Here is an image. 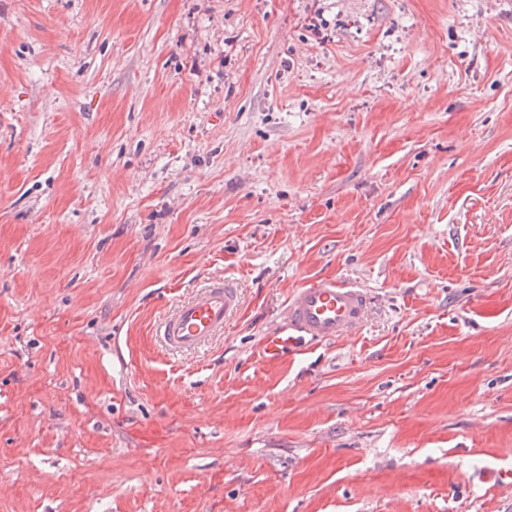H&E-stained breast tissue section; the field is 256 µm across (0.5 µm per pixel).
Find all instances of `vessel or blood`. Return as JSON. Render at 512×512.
Instances as JSON below:
<instances>
[{
	"label": "vessel or blood",
	"instance_id": "obj_1",
	"mask_svg": "<svg viewBox=\"0 0 512 512\" xmlns=\"http://www.w3.org/2000/svg\"><path fill=\"white\" fill-rule=\"evenodd\" d=\"M236 288L223 280L213 282L177 305L161 325L165 344L174 350H192L221 334L227 318L237 309ZM367 312V294L334 279H322L296 289L288 300L285 323L264 336L262 357L279 361L300 350L302 337L320 341L343 336L359 326Z\"/></svg>",
	"mask_w": 512,
	"mask_h": 512
}]
</instances>
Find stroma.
<instances>
[{"label":"stroma","mask_w":512,"mask_h":512,"mask_svg":"<svg viewBox=\"0 0 512 512\" xmlns=\"http://www.w3.org/2000/svg\"><path fill=\"white\" fill-rule=\"evenodd\" d=\"M0 512H512V0H0ZM367 312V293L336 279H322L297 288L288 299L284 326L264 336L262 357L279 361L287 352L302 351L301 336L320 341L343 336L359 326ZM238 304L237 288L215 281L178 304L162 323L160 335L171 349H196L224 331V322Z\"/></svg>","instance_id":"1"}]
</instances>
